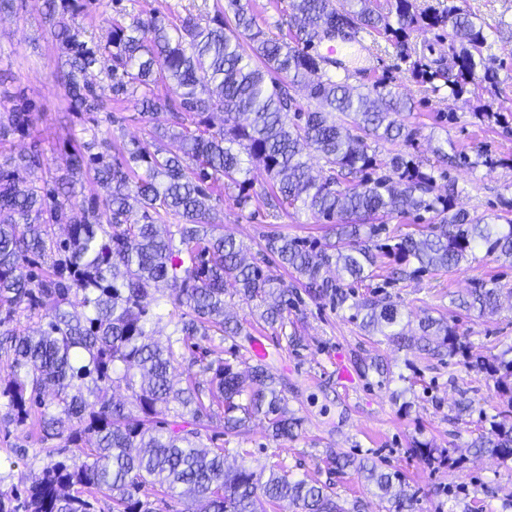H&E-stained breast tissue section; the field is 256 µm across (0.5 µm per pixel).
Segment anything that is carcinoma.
I'll list each match as a JSON object with an SVG mask.
<instances>
[{
    "label": "carcinoma",
    "instance_id": "1",
    "mask_svg": "<svg viewBox=\"0 0 512 512\" xmlns=\"http://www.w3.org/2000/svg\"><path fill=\"white\" fill-rule=\"evenodd\" d=\"M340 13L332 0H289L295 43L261 29L255 18L228 0L233 18L217 13L206 22L146 25L118 11L106 18V35H86L78 16L85 0H43L41 13L59 41L69 67L65 84L80 112L102 103L86 73L109 63L113 97L139 93L141 115L171 114V125L151 126L150 139L117 145L97 126L71 146L70 175L39 186L37 151L0 155V409L9 422L31 428L46 443L59 439L62 459L47 464L31 484L1 486L0 512H97L100 498L112 512H155L149 497L166 505L205 502L202 512H266L288 503L300 512H364V503L336 500L333 484L296 478L273 464L268 472L226 466L230 452L209 448L203 434L217 424L236 436L261 415L275 440L298 436L300 421L288 408L287 386L266 364L245 370L214 355L215 337L251 340L225 310L226 297L256 303L270 327L288 324L290 289L262 267L245 261L242 246L214 222L224 189L238 190L236 204L252 200L247 178L254 164L271 180L265 204L274 213L306 210L331 224L336 241L324 243L271 230L263 252L295 274L313 301L348 307L360 328L427 358H469L468 346L447 322L426 316L421 334L405 333V315L387 297L358 296L344 277H373L379 258L389 259L390 278L452 269L476 252L512 262V218L470 216L454 208L456 187L436 193L432 173L402 153L383 154L368 140L412 142L399 120L412 104L385 82L366 91L328 75L331 60L310 52L313 39L336 25L384 33L417 82L443 81L458 97L480 78L497 82L484 55L488 37L457 0H440L419 11L415 0H395V19L374 0H350ZM448 28V63L432 69L411 60L407 39L418 23ZM316 102L303 109L293 90ZM224 114L211 130L210 115ZM33 103L15 96L0 115V144L33 124ZM179 143L178 151L155 143ZM324 160L310 175L307 150ZM437 162L454 168L488 163L455 147L436 148ZM93 176L110 217L102 223L97 202L72 203L83 175ZM432 214L433 222L381 243L380 216ZM65 229V236L55 228ZM169 292L172 309L155 308ZM503 289L477 279L459 306L481 315L497 311ZM21 312L37 318L31 331ZM173 326L165 343L155 340L162 321ZM206 343L186 358L189 341ZM188 362L185 378L175 371ZM495 379L497 394L512 405V358L489 353L472 361ZM128 393L112 400V387ZM471 447L480 454L512 458V420L494 421ZM336 470L352 467L389 504L387 512H416V492L398 473L369 458H332Z\"/></svg>",
    "mask_w": 512,
    "mask_h": 512
}]
</instances>
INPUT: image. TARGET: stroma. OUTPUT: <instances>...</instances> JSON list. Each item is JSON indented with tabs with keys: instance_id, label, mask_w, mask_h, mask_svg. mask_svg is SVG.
Here are the masks:
<instances>
[{
	"instance_id": "stroma-1",
	"label": "stroma",
	"mask_w": 512,
	"mask_h": 512,
	"mask_svg": "<svg viewBox=\"0 0 512 512\" xmlns=\"http://www.w3.org/2000/svg\"><path fill=\"white\" fill-rule=\"evenodd\" d=\"M41 2L18 0L15 12L0 16V113L9 111L14 97L22 94L35 103L37 116L28 133L11 137L0 146V153L39 150L44 165L33 175L38 182L67 175L69 157L64 144L84 138L91 123H98L100 131L118 144L145 139L150 126L141 119L134 99L114 100L98 67L86 78L96 85L102 106L94 115L79 116L66 95L65 56L38 14ZM287 3L240 0L244 9L254 13L260 27L277 37L289 29ZM122 6L130 16L148 24L189 15L206 20L225 9L227 0H122ZM466 6L476 23L495 30L490 37L495 85L472 87L458 98L449 96L444 88L426 90L411 78L407 63L394 46L376 33L364 42L350 34L341 36L345 61L330 74L361 90L383 81L410 99L412 110L405 113L404 122L414 131L413 141L382 143L379 151L407 154L423 170L434 172L439 169L435 149L440 144L488 154L493 167L453 168L446 177H438L436 185L442 188L454 183L456 208L474 216H491L512 209V0H467ZM485 104L501 111L503 124L487 125L477 119V110ZM249 177L253 198L247 209H238L228 190L216 215L225 234L243 243L247 261H261L262 234L272 225L291 237L320 240L328 236L329 224L304 210L291 209L270 217L264 203L270 183L267 173L255 166ZM386 275V270H378L375 277L355 283L354 288L360 296H388L404 305L410 332H417L420 320L430 315L455 326L471 356L512 348V299L502 298L499 311L492 315L466 312L451 302L476 278L512 289V264L480 251L475 259L454 269L392 283ZM299 308L303 345L292 352L278 349V330L264 324L253 305L235 298L226 302L227 312L264 343L271 355V371L288 384V407L301 420L298 437L284 442L273 441L266 420L259 417L240 435L218 436L217 445L233 450L227 466L242 465L258 472L281 462L295 476L332 482L342 500L359 498L366 503L367 512H385L372 487L354 470L339 472L328 462L336 454L369 457L383 470L407 479L417 492V512H448L452 491L461 488L474 512H512V459L478 454L471 446L478 435L488 433L501 406L493 380L459 361L448 365L425 360L412 351L377 343L360 330L351 310H337L329 303L307 298ZM336 352L351 365L381 357L390 374L382 379L359 373L352 385H343L330 362ZM464 395L471 407L460 416L455 404ZM418 440L449 451L451 463H430L416 450ZM57 458L53 445L41 443L37 434L0 421V476L6 482L38 475ZM487 486L499 488V496H486L483 489Z\"/></svg>"
}]
</instances>
